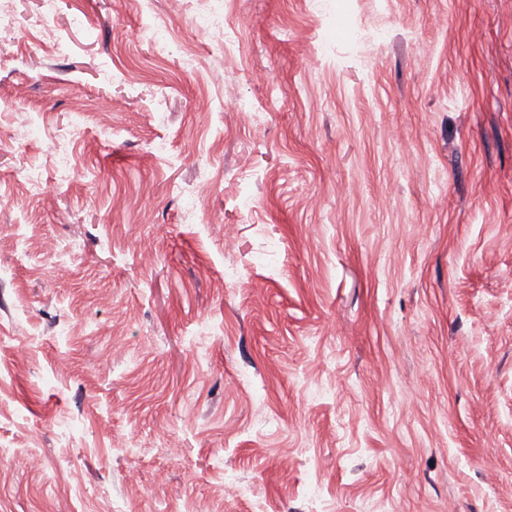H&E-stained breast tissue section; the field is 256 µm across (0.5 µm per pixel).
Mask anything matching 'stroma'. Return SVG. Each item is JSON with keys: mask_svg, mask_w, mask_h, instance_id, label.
I'll use <instances>...</instances> for the list:
<instances>
[{"mask_svg": "<svg viewBox=\"0 0 512 512\" xmlns=\"http://www.w3.org/2000/svg\"><path fill=\"white\" fill-rule=\"evenodd\" d=\"M336 3L0 0V512H512V0Z\"/></svg>", "mask_w": 512, "mask_h": 512, "instance_id": "35a3bbf8", "label": "stroma"}]
</instances>
